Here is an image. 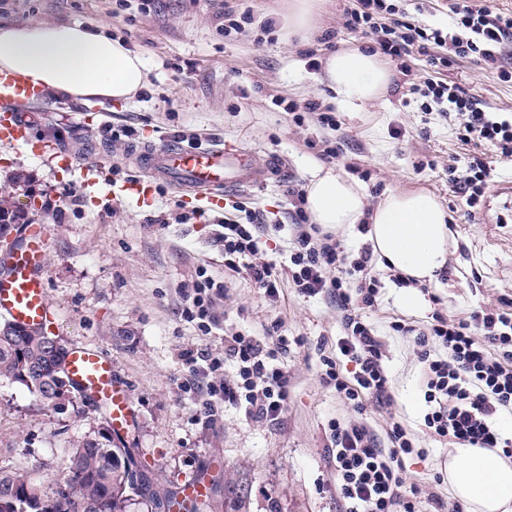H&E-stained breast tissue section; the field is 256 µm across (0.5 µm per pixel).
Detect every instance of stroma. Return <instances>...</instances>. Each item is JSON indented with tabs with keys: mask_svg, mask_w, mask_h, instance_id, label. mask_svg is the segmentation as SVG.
Segmentation results:
<instances>
[{
	"mask_svg": "<svg viewBox=\"0 0 512 512\" xmlns=\"http://www.w3.org/2000/svg\"><path fill=\"white\" fill-rule=\"evenodd\" d=\"M455 0H394L400 11L431 28L451 27ZM289 0H0V22L78 23L121 39L140 53L147 86L126 106L94 100L44 97L13 103L35 139L73 150V166L30 148L0 143V192L13 195L24 220L40 224L50 238L44 276L56 318L52 335L67 347H97L111 359L135 410L129 442L139 461L159 481L184 488L190 479L206 486L207 512H342L343 501L330 454L331 420L361 419L384 436L390 418L404 421L418 454L405 460L407 485L419 487V512L428 496L448 507L456 501L445 479L449 444L431 437L424 426L426 405L421 365L412 336L393 331L392 322L428 324L433 311L465 317L476 309L512 302V161L498 165L475 220L452 193L449 169L465 173L474 153L458 139V121L413 94L425 79L456 84L492 110L512 112V58L497 67L454 60L436 69L433 56L447 47L429 45L409 59L411 76L390 62L393 83L379 101L359 109L334 107L336 129L314 120L295 125L279 99L297 104H327L322 70L310 57L339 50L369 49L372 38L347 29L343 14L352 0H319L316 30L307 40L287 37L283 17ZM249 12L253 24L225 35L224 8ZM273 20L272 32L263 23ZM132 128L131 137L112 141L109 126ZM190 138L196 145L229 144L279 156L282 170L262 190L228 192L225 203L242 200L264 217V252L287 261L292 206L288 188L308 184L313 167L325 162L356 183L368 205L390 191L428 192L448 212V267L439 281L417 289L415 306L401 305V287L380 266L378 301L365 319L385 344L384 368L392 401L368 403L356 412L335 390L320 382L321 355H335L343 331L331 298L299 296L282 283L277 303L224 268V253L214 242L212 223L178 224L199 204L192 194L154 183L148 202L138 203L126 189L138 180L128 161L132 146L144 140ZM342 160L324 161V141ZM70 194L59 205V194ZM168 225L157 224V216ZM206 275L224 283L202 333L181 314L179 290ZM278 324L293 346L283 362L288 400L278 421L245 418L242 410L220 407L215 423L200 417L204 390L190 389L194 377L184 353L208 347L224 355V339L244 334L267 341V327ZM109 415L95 399L81 396L53 410L40 405L18 385L0 381V466L31 471L52 488L73 444L105 431Z\"/></svg>",
	"mask_w": 512,
	"mask_h": 512,
	"instance_id": "obj_1",
	"label": "stroma"
}]
</instances>
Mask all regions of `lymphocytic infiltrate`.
I'll list each match as a JSON object with an SVG mask.
<instances>
[{
	"instance_id": "1",
	"label": "lymphocytic infiltrate",
	"mask_w": 512,
	"mask_h": 512,
	"mask_svg": "<svg viewBox=\"0 0 512 512\" xmlns=\"http://www.w3.org/2000/svg\"><path fill=\"white\" fill-rule=\"evenodd\" d=\"M453 12L465 35L453 38L449 57L436 58V65L448 66L453 56L495 64L512 48V14L495 7L493 0H457ZM344 24L366 36L378 35L380 53L393 60L405 59L425 50L429 42L443 39L441 30L415 23L387 0H356L345 11ZM413 91L455 114L460 141L477 147L466 174L449 179L467 207L477 206L497 176L495 159L482 154L480 148L491 146L496 159H512V113L489 110L476 96L444 83L427 81L414 85ZM290 195L293 247L288 265L263 258V216L237 202L233 205L236 218L225 219L224 231L217 238L224 248V266L245 274L273 303L280 299V283L285 278L299 295L332 298L343 335L336 343L335 356L324 358L320 379L360 413L365 399L388 396L383 343L363 316L365 309L374 307L379 293L378 280L367 274L372 250L364 248L354 263H347L335 236L310 222L304 191L295 187ZM224 294V286L211 279L195 282L183 291V316L190 321L208 318L216 299ZM393 329L413 338L426 385L424 423L430 435L458 448H499L512 458V437H504L495 425L499 412L512 411V306L475 311L463 318L437 310L425 327L397 323ZM288 346L284 336L270 349L239 334L225 339L223 359L213 358L206 348L187 352L185 359L195 373L206 377L211 395L242 407L248 418L273 422L288 400V372L278 359ZM226 360L236 368L229 379L220 372ZM345 361L353 363L352 375L343 373ZM329 430L345 512H416L403 478L405 458L416 447L401 422H390L383 443L356 420L332 421Z\"/></svg>"
}]
</instances>
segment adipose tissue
<instances>
[{
    "mask_svg": "<svg viewBox=\"0 0 512 512\" xmlns=\"http://www.w3.org/2000/svg\"><path fill=\"white\" fill-rule=\"evenodd\" d=\"M0 70L53 95L127 104L146 85L141 56L111 35L73 24L0 23ZM336 100L359 108L378 100L392 72L376 53L339 51L324 61ZM312 223L339 228L369 223L383 265L424 284L448 261V215L427 192L388 193L374 209L347 178L315 168L306 188ZM448 484L466 512H512V461L487 448H458L448 458Z\"/></svg>",
    "mask_w": 512,
    "mask_h": 512,
    "instance_id": "obj_1",
    "label": "adipose tissue"
}]
</instances>
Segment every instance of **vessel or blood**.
Returning a JSON list of instances; mask_svg holds the SVG:
<instances>
[{
    "label": "vessel or blood",
    "instance_id": "1",
    "mask_svg": "<svg viewBox=\"0 0 512 512\" xmlns=\"http://www.w3.org/2000/svg\"><path fill=\"white\" fill-rule=\"evenodd\" d=\"M34 86L0 72V100L22 102L39 98ZM0 142L30 144L36 155L54 152L53 144L32 142L22 114L0 112ZM133 158L150 180H165L182 189L194 191L196 199L211 206H221L224 190L235 187L261 189L281 166L276 158L259 160L249 150L230 145L189 146L179 143L139 145ZM18 252L8 261V270L0 274V314L21 325L38 326L52 315L43 278L49 238L41 225L22 227ZM67 371L81 389L92 391L110 405L112 427L127 434L133 423L132 402L123 385L115 378L111 363L93 349L80 347L70 351Z\"/></svg>",
    "mask_w": 512,
    "mask_h": 512
}]
</instances>
